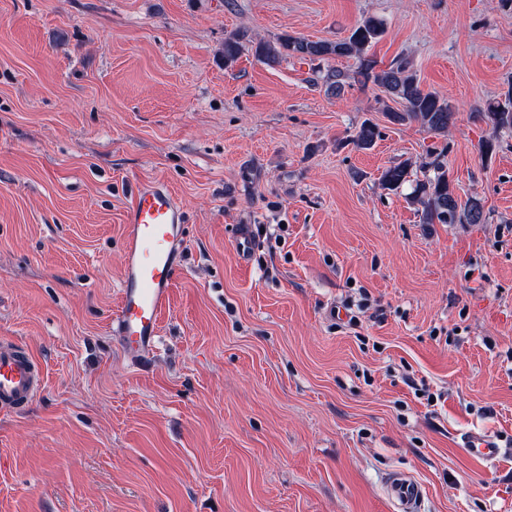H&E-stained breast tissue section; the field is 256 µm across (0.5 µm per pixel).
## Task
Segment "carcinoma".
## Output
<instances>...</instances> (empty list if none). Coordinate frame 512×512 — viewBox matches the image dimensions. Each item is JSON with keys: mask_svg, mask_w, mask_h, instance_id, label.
<instances>
[{"mask_svg": "<svg viewBox=\"0 0 512 512\" xmlns=\"http://www.w3.org/2000/svg\"><path fill=\"white\" fill-rule=\"evenodd\" d=\"M385 33L382 21L368 18L355 27L351 33L336 41L283 36L275 42L263 41L255 46V55L268 64H274L284 56H294L310 61L337 58H354L358 61L352 72L336 69L327 74V91L340 95L345 88L355 83L362 85L371 81L384 89L388 98L399 104L389 107L385 115L396 125L417 123L430 133H444L453 123L454 107L438 93L426 91L410 62L401 58L385 69H377V61L369 54L373 44ZM240 52L239 37L232 36L224 41V66L234 64ZM476 117L493 129L512 128V90L504 100L490 102L476 112ZM377 136L376 128L369 122L363 123L352 137L358 149H369ZM433 176L418 181L410 193L413 203L421 207L424 224H484L487 215L481 200L471 197L461 201L448 179L444 154H434L430 162ZM409 166L397 165L386 169L381 185L389 191H396L408 182Z\"/></svg>", "mask_w": 512, "mask_h": 512, "instance_id": "carcinoma-1", "label": "carcinoma"}]
</instances>
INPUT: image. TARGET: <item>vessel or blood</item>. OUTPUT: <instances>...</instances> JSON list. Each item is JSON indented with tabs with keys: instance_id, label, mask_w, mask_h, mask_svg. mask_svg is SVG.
Listing matches in <instances>:
<instances>
[{
	"instance_id": "obj_1",
	"label": "vessel or blood",
	"mask_w": 512,
	"mask_h": 512,
	"mask_svg": "<svg viewBox=\"0 0 512 512\" xmlns=\"http://www.w3.org/2000/svg\"><path fill=\"white\" fill-rule=\"evenodd\" d=\"M185 210L166 187L135 183L123 214L124 255L120 297L112 331L125 354L138 360L154 352L170 291L182 269ZM42 379L35 358L15 340L0 337V410L25 409L38 393ZM466 452L485 462L504 453L494 437L473 432L463 440ZM386 494L397 512H418L422 484L406 473L386 481Z\"/></svg>"
}]
</instances>
